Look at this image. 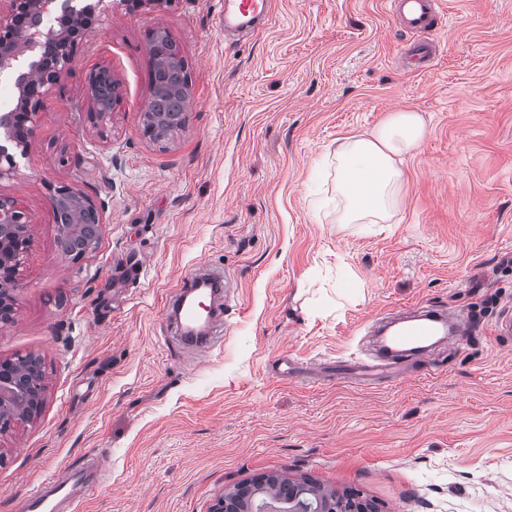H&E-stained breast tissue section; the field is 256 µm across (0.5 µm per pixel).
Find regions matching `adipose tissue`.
Returning <instances> with one entry per match:
<instances>
[{
	"instance_id": "obj_1",
	"label": "adipose tissue",
	"mask_w": 512,
	"mask_h": 512,
	"mask_svg": "<svg viewBox=\"0 0 512 512\" xmlns=\"http://www.w3.org/2000/svg\"><path fill=\"white\" fill-rule=\"evenodd\" d=\"M425 135L419 113L399 110L337 147L336 190L343 201L338 223H387L397 205L405 158L420 147Z\"/></svg>"
}]
</instances>
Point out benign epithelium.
<instances>
[{
    "label": "benign epithelium",
    "mask_w": 512,
    "mask_h": 512,
    "mask_svg": "<svg viewBox=\"0 0 512 512\" xmlns=\"http://www.w3.org/2000/svg\"><path fill=\"white\" fill-rule=\"evenodd\" d=\"M94 5L77 8L59 5L58 0H0V75L23 66L24 53L35 47L53 51L54 62L33 61L16 81V103L0 113V131L11 147H0V181L16 171L17 157L29 149L43 100L57 85L63 71L69 69L77 44L88 37L92 25L88 17ZM56 16V26L46 28L42 19ZM168 36L161 31L149 32L153 67L165 68L170 62L166 48ZM86 93L91 103L89 115L95 124L104 123L120 103V82L107 66H99L86 76ZM185 124L183 112H144L143 134L155 139L159 128L180 130ZM51 208L64 238L83 236L102 223V213L95 200L70 185L53 189ZM26 212L18 201L0 196V321L13 319L10 289L17 287L20 267L30 237ZM36 363L27 357L0 360V432L19 420L33 416L42 401L31 399L27 375ZM249 483L224 491L213 503L210 512H376L357 490L342 493L306 481L298 486L291 478H270L260 490L257 500L246 494Z\"/></svg>",
    "instance_id": "7a95c632"
}]
</instances>
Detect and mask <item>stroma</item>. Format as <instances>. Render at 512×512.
I'll return each instance as SVG.
<instances>
[{
	"instance_id": "stroma-1",
	"label": "stroma",
	"mask_w": 512,
	"mask_h": 512,
	"mask_svg": "<svg viewBox=\"0 0 512 512\" xmlns=\"http://www.w3.org/2000/svg\"><path fill=\"white\" fill-rule=\"evenodd\" d=\"M424 72L386 0H272L268 24L224 38V0L131 12L101 0L94 29L44 99L0 194L31 219L0 322V359L34 355L45 404L0 434V512L66 467L104 460L75 512H209L268 473L359 490L379 512H512V0H440ZM165 29L190 76L183 130L142 134L148 34ZM112 68L122 100L87 121L85 77ZM427 123L386 224L337 223L334 151L392 111ZM103 209L101 237L58 254L50 195ZM230 283L217 344H182L166 313L190 270ZM433 305L467 314L370 385L372 325Z\"/></svg>"
}]
</instances>
